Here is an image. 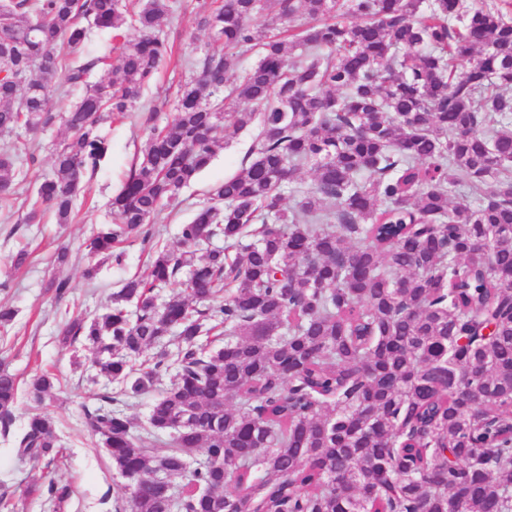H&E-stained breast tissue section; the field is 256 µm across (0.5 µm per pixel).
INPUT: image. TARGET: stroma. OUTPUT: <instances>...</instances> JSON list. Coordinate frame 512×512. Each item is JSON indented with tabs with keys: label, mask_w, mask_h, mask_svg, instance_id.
<instances>
[{
	"label": "stroma",
	"mask_w": 512,
	"mask_h": 512,
	"mask_svg": "<svg viewBox=\"0 0 512 512\" xmlns=\"http://www.w3.org/2000/svg\"><path fill=\"white\" fill-rule=\"evenodd\" d=\"M223 2L169 0L170 11L162 30L173 42L175 55L170 66L150 83L133 112L104 123L107 157L87 176L70 223H57L49 213L42 223L28 224L24 208L0 210V304L17 311L13 325L0 329V364L16 374L24 386L44 371L59 378L56 396L45 403L43 411L56 422L65 453L64 459L52 466L17 455L14 437L21 432L30 411L27 400H19L9 435H0V495L7 496L11 512H50L42 496L27 494L26 489L45 486L51 480L70 488V496L59 512H115V499L124 480L108 470L103 452L94 448L82 426V407L91 403L93 394L101 388L94 382L95 372L90 367L93 353L86 347L62 346L58 330L65 315L93 316L109 304L113 292L127 279L148 276L147 254L139 238L133 236L121 243L124 259L119 264L98 263L89 254L86 241L93 228L111 223L110 202L140 156L149 129L163 127L173 119L177 87L187 63L216 51V44L197 21ZM12 137L28 143L35 154L34 164L25 167L16 187L19 196L26 197L32 194L36 182L52 174L53 152L64 139L65 129L59 123L33 131L20 128L14 135H0V144ZM252 137L248 130L233 135L218 149L211 165L184 190L180 204L167 209L153 223L157 246L178 248L180 225L207 204L208 192L215 183L241 169ZM62 244L72 252L62 274L70 278L73 290L68 300L59 303L47 282L54 272L52 256ZM22 249L29 254L26 264L12 267V256ZM92 266L98 272L90 279L85 271Z\"/></svg>",
	"instance_id": "35a3bbf8"
}]
</instances>
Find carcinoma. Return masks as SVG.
Returning <instances> with one entry per match:
<instances>
[{"instance_id": "1", "label": "carcinoma", "mask_w": 512, "mask_h": 512, "mask_svg": "<svg viewBox=\"0 0 512 512\" xmlns=\"http://www.w3.org/2000/svg\"><path fill=\"white\" fill-rule=\"evenodd\" d=\"M266 11L282 35L254 24ZM168 12V0H0V133L57 120L68 132L26 223L48 208L69 223L108 152L101 124L134 109L172 54ZM83 21L140 35L97 54ZM199 26L222 51L192 65L89 254L119 261L129 235L150 241L230 131L257 127L251 161L211 187L180 250L151 247L147 278L60 332L116 384L83 405L125 479L116 512H512V19L485 0H224ZM64 86L83 93L58 117L49 93ZM34 160L18 140L0 148V207ZM305 166L313 185L288 207ZM214 238L232 260L197 255ZM183 270V292L158 305L155 288ZM49 288L62 302L72 285ZM205 331L224 345L207 350ZM169 372L147 417L167 436L159 452L118 405ZM57 385L49 372L30 384L15 438L18 456L49 466L63 448L41 408ZM18 398L1 367L5 435ZM198 450L208 464H191ZM41 495L57 509L69 488Z\"/></svg>"}]
</instances>
